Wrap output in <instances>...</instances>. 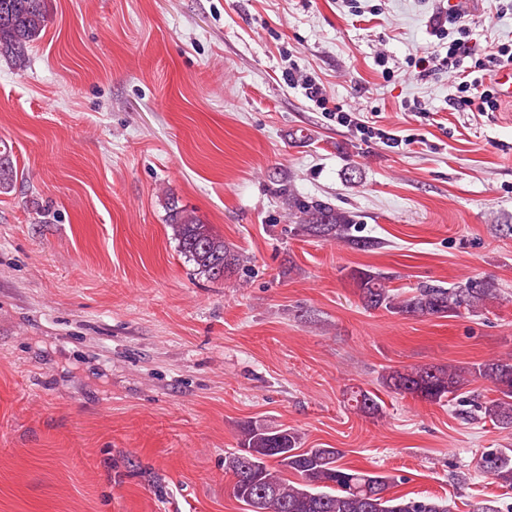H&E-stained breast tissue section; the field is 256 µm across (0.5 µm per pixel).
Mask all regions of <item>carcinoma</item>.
<instances>
[{
	"label": "carcinoma",
	"instance_id": "obj_1",
	"mask_svg": "<svg viewBox=\"0 0 512 512\" xmlns=\"http://www.w3.org/2000/svg\"><path fill=\"white\" fill-rule=\"evenodd\" d=\"M46 25V0H0V50L9 53L16 68L27 67V44ZM16 178L9 151L0 150V193L10 192ZM288 215L295 220L296 233L303 236L333 239L361 250L378 245L354 235L353 215L320 201L290 194ZM168 221L179 252L208 278L222 280L243 262L210 225L175 204ZM352 279L366 308L413 318L453 317L463 309L476 313L498 295L491 280L471 279L451 288L420 285L403 296L388 288L380 272L356 270ZM479 379L493 383L497 397L474 404V411L503 429L512 428V357L490 359L467 370L452 365L389 369L381 374L380 383L395 394L437 403L454 400L466 383ZM350 401L366 415L382 411L378 397L368 391L353 392ZM342 456L338 448L301 447L300 436L288 428L249 423L241 428L237 451L224 457V468L235 478L233 497L248 506V512H452L442 499L388 495L397 476L347 467ZM271 461L276 466H270ZM478 466L501 487L512 490V449L485 451ZM284 471L295 474L298 481L284 478Z\"/></svg>",
	"mask_w": 512,
	"mask_h": 512
}]
</instances>
